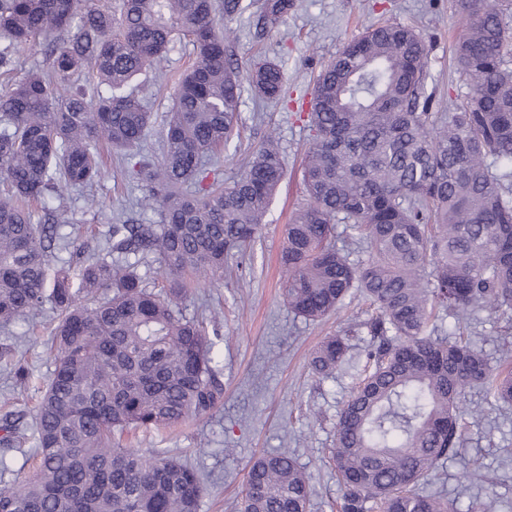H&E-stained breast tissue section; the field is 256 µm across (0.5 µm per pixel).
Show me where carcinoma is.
Here are the masks:
<instances>
[{
    "label": "carcinoma",
    "instance_id": "1",
    "mask_svg": "<svg viewBox=\"0 0 512 512\" xmlns=\"http://www.w3.org/2000/svg\"><path fill=\"white\" fill-rule=\"evenodd\" d=\"M459 0L456 70L468 92L451 112L431 111L429 49L401 23L372 25L343 45L316 80L305 202L285 227L280 263L288 308L308 320L358 291L374 307L373 341L341 409L331 449L342 512H454L413 491L448 458L468 408L485 388L512 406V370H496L460 325L484 309L512 310V7ZM290 0H266L282 24ZM243 0H0V69L42 47L50 70L0 90V324L57 313L56 354L36 406L39 462L0 482V512H199L198 472L160 454L122 447L129 428L174 427L221 400L216 329L180 310L192 285L224 275L266 223L284 179L278 141L263 137L244 171L224 185L212 159L237 135L243 83L280 101L287 77L267 59L246 71L228 57L230 18ZM187 39L194 66L175 87L161 155L143 152L152 121L134 78ZM90 66L96 82L71 78ZM126 157L142 184V210L158 221L117 218L103 247L84 255L59 233L67 211L31 199L91 187L99 143ZM364 243L356 260L336 246V225ZM75 249L76 263H54ZM158 264L164 285L139 268ZM448 316L446 330L437 321ZM354 329L326 337L311 367L329 378L345 363ZM0 445L19 422L0 419ZM308 475L286 452L255 458L241 512H307Z\"/></svg>",
    "mask_w": 512,
    "mask_h": 512
}]
</instances>
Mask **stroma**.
<instances>
[{
    "instance_id": "35a3bbf8",
    "label": "stroma",
    "mask_w": 512,
    "mask_h": 512,
    "mask_svg": "<svg viewBox=\"0 0 512 512\" xmlns=\"http://www.w3.org/2000/svg\"><path fill=\"white\" fill-rule=\"evenodd\" d=\"M263 2L254 0L250 10L228 19L231 37L226 48L242 68L258 56L283 62L288 98L265 103L250 88H243L242 140L238 150L224 153L221 171L225 183H232L245 157L273 128L281 140L286 176L274 196L267 224L245 257L228 258L223 279L202 284L182 305L186 317L204 313L217 322L215 350L224 396L204 417L148 436H129L128 443L141 453L177 456L193 465L207 487L199 512H238L249 463L264 453L288 451L310 478L313 494L308 512H332L342 488L328 450L371 338L359 327L369 314L358 296L346 298L338 313L319 322L295 316L283 301L279 255L285 226L304 199L300 169L310 140L299 112L310 101L324 63L344 42L378 21L408 24L421 34L429 48L433 109L449 111L467 92L453 61L461 16L456 0H292L286 23L272 27L262 19ZM193 60V48L184 42L170 52L162 73L138 77L136 86L146 95L155 118L145 142L146 154L159 156L174 82ZM93 192L100 208L85 203L82 188L66 191L62 202L80 225L79 243L89 250L104 241L112 213L138 216L136 202L142 195L128 179L125 163L113 157L107 159ZM52 318V310H45L34 335L21 321L0 326V344L11 345L30 376L27 385H19L0 364V416L8 412L19 416L24 429L32 426L36 400L53 369ZM511 319L512 314L486 309L470 324L471 338L491 366L512 361V334L505 331ZM353 325L359 332L350 340L348 361L331 378L318 379L310 366L314 350L325 337ZM465 402L476 413L465 418L459 447L416 490L443 492L456 500L458 512H470L475 499L485 504V512H512V407L485 398L477 388L467 390ZM484 472L493 475V484L479 481Z\"/></svg>"
}]
</instances>
